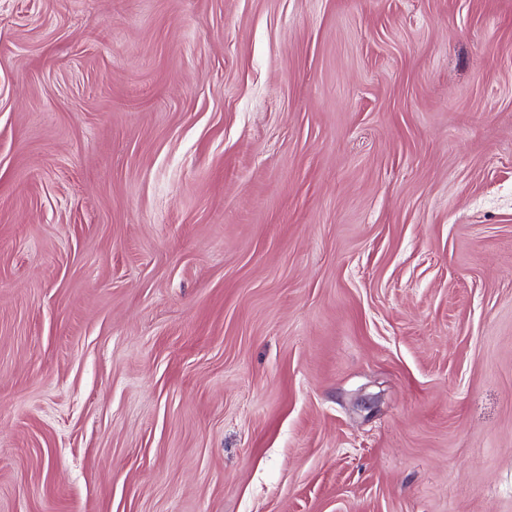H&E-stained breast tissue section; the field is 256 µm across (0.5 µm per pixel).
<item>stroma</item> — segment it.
<instances>
[{"instance_id":"35a3bbf8","label":"stroma","mask_w":512,"mask_h":512,"mask_svg":"<svg viewBox=\"0 0 512 512\" xmlns=\"http://www.w3.org/2000/svg\"><path fill=\"white\" fill-rule=\"evenodd\" d=\"M0 512H512V0H0Z\"/></svg>"}]
</instances>
